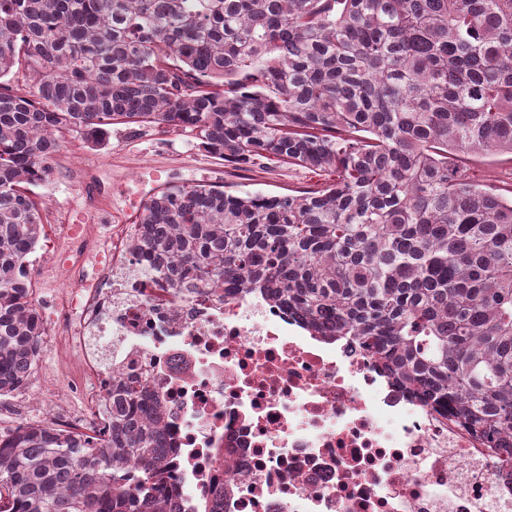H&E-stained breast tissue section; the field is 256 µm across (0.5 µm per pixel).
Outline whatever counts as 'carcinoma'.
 <instances>
[{"mask_svg": "<svg viewBox=\"0 0 512 512\" xmlns=\"http://www.w3.org/2000/svg\"><path fill=\"white\" fill-rule=\"evenodd\" d=\"M195 133L239 168L328 176L297 194L167 186L134 250L173 288L228 284L354 337L412 399L512 459V0H0V398L34 376L33 188L62 135ZM98 435L0 430V512H168L176 453L139 377ZM510 155L494 159L475 157L467 162L469 173L479 182H497V185L512 182V162Z\"/></svg>", "mask_w": 512, "mask_h": 512, "instance_id": "cac0c4a2", "label": "carcinoma"}]
</instances>
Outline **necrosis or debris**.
<instances>
[{"label": "necrosis or debris", "mask_w": 512, "mask_h": 512, "mask_svg": "<svg viewBox=\"0 0 512 512\" xmlns=\"http://www.w3.org/2000/svg\"><path fill=\"white\" fill-rule=\"evenodd\" d=\"M55 332L79 361L83 404L55 427L95 434L103 382L137 374L178 446L177 512H512V465L456 418L399 391L350 337L306 333L243 289L170 287L132 249L136 227L96 242L67 225Z\"/></svg>", "instance_id": "4bbe7bcc"}]
</instances>
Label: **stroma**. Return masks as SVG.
I'll return each instance as SVG.
<instances>
[{"label":"stroma","mask_w":512,"mask_h":512,"mask_svg":"<svg viewBox=\"0 0 512 512\" xmlns=\"http://www.w3.org/2000/svg\"><path fill=\"white\" fill-rule=\"evenodd\" d=\"M324 181V176L314 171L274 159L248 169L237 168L204 151L188 131L116 125L102 148L88 145L79 135L66 136L65 146L55 160L53 177L37 189L46 203L43 222L47 236L28 257L33 300L47 326L29 388L30 393L42 399L41 417H48L56 405L54 389L45 384L48 374L67 377L76 373L73 363L65 361L53 341L55 330L51 322L57 289L42 280V270L52 252L64 246V223L82 216L101 233L111 224L136 223L140 209L128 207L126 195L136 194L145 201L171 184L205 183L276 195L317 188Z\"/></svg>","instance_id":"stroma-1"}]
</instances>
